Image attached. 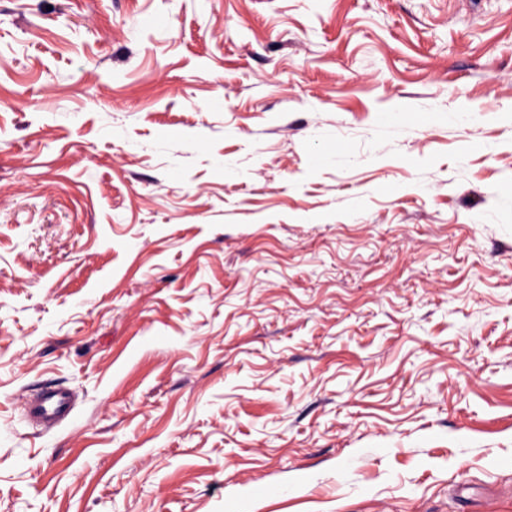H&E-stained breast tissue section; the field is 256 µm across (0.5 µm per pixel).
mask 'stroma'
Wrapping results in <instances>:
<instances>
[{
	"label": "stroma",
	"instance_id": "stroma-1",
	"mask_svg": "<svg viewBox=\"0 0 512 512\" xmlns=\"http://www.w3.org/2000/svg\"><path fill=\"white\" fill-rule=\"evenodd\" d=\"M0 512H512V0H0ZM73 394L66 389H48L30 396L27 402V415L35 424L53 425L71 410Z\"/></svg>",
	"mask_w": 512,
	"mask_h": 512
}]
</instances>
